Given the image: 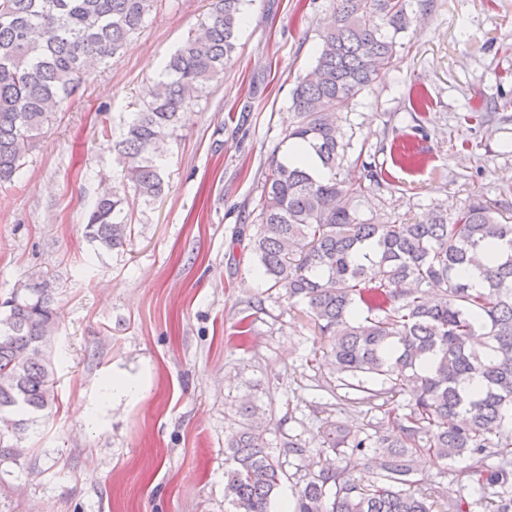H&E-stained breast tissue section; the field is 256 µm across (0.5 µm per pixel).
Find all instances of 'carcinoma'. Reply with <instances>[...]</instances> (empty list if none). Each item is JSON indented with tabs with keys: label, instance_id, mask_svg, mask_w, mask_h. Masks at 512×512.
I'll return each mask as SVG.
<instances>
[{
	"label": "carcinoma",
	"instance_id": "carcinoma-1",
	"mask_svg": "<svg viewBox=\"0 0 512 512\" xmlns=\"http://www.w3.org/2000/svg\"><path fill=\"white\" fill-rule=\"evenodd\" d=\"M157 0H0V183L21 171L51 115L86 77L124 50ZM244 0H212L207 15L164 62L153 97L130 113L116 147L119 187L99 197L86 238L109 250L130 228L125 193L161 197L159 152L189 102L224 76ZM409 0H334L311 75L292 93V147L313 150L325 175L274 155L252 240L270 287L307 306L336 381L354 404L383 410L392 432L352 430L327 420L325 458L298 491L293 512H470L462 496L437 501L418 489L415 458L465 457L462 488L482 491L487 512H512V224L480 200L454 216L438 209L418 222L378 224L358 202L383 173L361 163L337 177L344 133L337 114L396 64ZM477 270L479 285L462 275ZM53 298L40 284L14 293L0 312V465L52 408L48 336ZM225 439L224 491L236 512H270L282 469L269 451L266 409L240 407ZM365 456L375 479L352 478Z\"/></svg>",
	"mask_w": 512,
	"mask_h": 512
}]
</instances>
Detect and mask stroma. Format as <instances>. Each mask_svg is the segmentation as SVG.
<instances>
[{"label": "stroma", "mask_w": 512, "mask_h": 512, "mask_svg": "<svg viewBox=\"0 0 512 512\" xmlns=\"http://www.w3.org/2000/svg\"><path fill=\"white\" fill-rule=\"evenodd\" d=\"M210 4L159 0L0 186V300L43 281L56 312L55 402L19 462L0 466V512H233L224 439L249 399L274 410L267 439L282 481L271 512H281L317 471L325 420L355 430L384 420L347 390L325 391L327 339L305 305L254 277L256 204L270 157L288 151L292 92L314 66L332 0H245L223 80L190 102L165 144L162 197L148 205L128 196L123 249L85 237L89 204L120 180L113 133L149 100L150 63L165 60ZM408 11L395 67L337 118L344 170L361 159L391 174L362 213L422 220L480 199L512 214V0H410ZM420 88L429 106L417 111ZM475 106L482 120L467 121ZM401 143L416 166L393 164ZM115 380L136 395L105 397ZM289 437L307 457L283 448ZM465 464L422 467L420 487L463 494L471 512H486L478 489L453 480Z\"/></svg>", "instance_id": "obj_1"}]
</instances>
